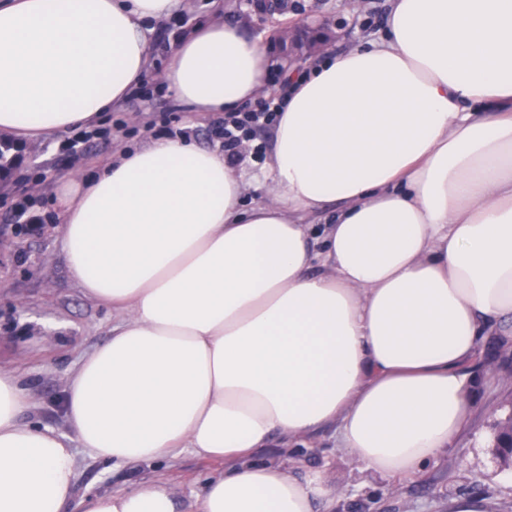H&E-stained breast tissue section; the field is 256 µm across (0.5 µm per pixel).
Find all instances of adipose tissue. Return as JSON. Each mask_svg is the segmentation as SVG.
<instances>
[{"label":"adipose tissue","instance_id":"1","mask_svg":"<svg viewBox=\"0 0 512 512\" xmlns=\"http://www.w3.org/2000/svg\"><path fill=\"white\" fill-rule=\"evenodd\" d=\"M182 7L0 0V133L95 127L142 81L147 22ZM269 67L258 40L212 23L162 81L191 111L232 112ZM268 167L248 210L223 150L189 139L55 189L68 275L117 316L69 380L66 422L115 465L223 462L194 512H323L319 476L257 453L331 425L389 479L466 428L463 368L481 337L512 335V0H389L385 37L292 76ZM29 406L0 369V512H60L72 446L23 422ZM80 512H179L178 494L135 481Z\"/></svg>","mask_w":512,"mask_h":512}]
</instances>
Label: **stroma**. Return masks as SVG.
<instances>
[{
	"mask_svg": "<svg viewBox=\"0 0 512 512\" xmlns=\"http://www.w3.org/2000/svg\"><path fill=\"white\" fill-rule=\"evenodd\" d=\"M191 0L178 16L150 23L151 52L140 92L123 107L106 113L97 131L76 150L74 132L20 143V154L0 177V367L15 372L29 388L31 409L25 420L67 435L63 413L65 389L84 355L112 331L111 307L90 302L69 279L58 214L51 206L58 181L84 176L122 150L186 131L204 149L222 145L216 134L224 115L188 112L164 88L161 75L177 46L172 35L181 21L224 22L247 37L260 39L281 78L290 71L276 42L277 30L312 19L328 23L331 52L346 51L384 34L387 0H363L351 10L346 0H288L275 14L254 10L250 0ZM466 372L472 380L469 425L452 451L431 460L422 474L389 480L372 474L339 448L334 429L292 448H267L263 458L283 465L297 478L320 475L332 491L331 512H452L457 500L484 502L488 512H512V468L493 452L497 425L512 416V344L489 338ZM74 498L61 512H79L83 496L127 488L131 481L163 479L179 494L182 512H192L203 475L223 470V463L190 453L138 466H112L76 448Z\"/></svg>",
	"mask_w": 512,
	"mask_h": 512,
	"instance_id": "1",
	"label": "stroma"
}]
</instances>
